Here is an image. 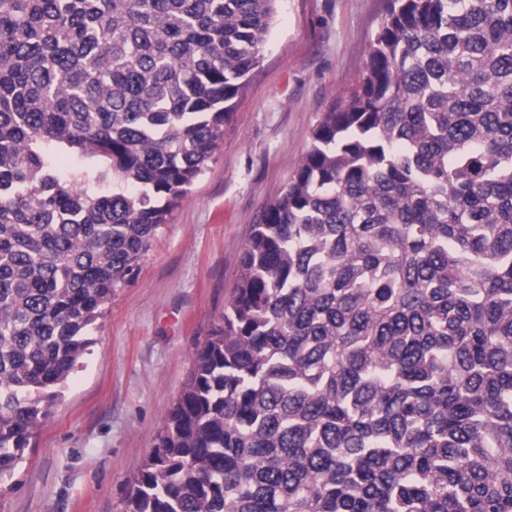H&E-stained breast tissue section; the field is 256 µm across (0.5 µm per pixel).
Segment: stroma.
<instances>
[{"label": "stroma", "instance_id": "obj_1", "mask_svg": "<svg viewBox=\"0 0 512 512\" xmlns=\"http://www.w3.org/2000/svg\"><path fill=\"white\" fill-rule=\"evenodd\" d=\"M387 0H277L259 65L204 174L118 286L94 343L43 421L0 512H120L192 354L222 316L253 224L297 167L321 113L359 82Z\"/></svg>", "mask_w": 512, "mask_h": 512}]
</instances>
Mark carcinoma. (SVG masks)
Returning a JSON list of instances; mask_svg holds the SVG:
<instances>
[{
	"label": "carcinoma",
	"mask_w": 512,
	"mask_h": 512,
	"mask_svg": "<svg viewBox=\"0 0 512 512\" xmlns=\"http://www.w3.org/2000/svg\"><path fill=\"white\" fill-rule=\"evenodd\" d=\"M277 0H0V480L208 167ZM121 512H512V0H389Z\"/></svg>",
	"instance_id": "1"
}]
</instances>
